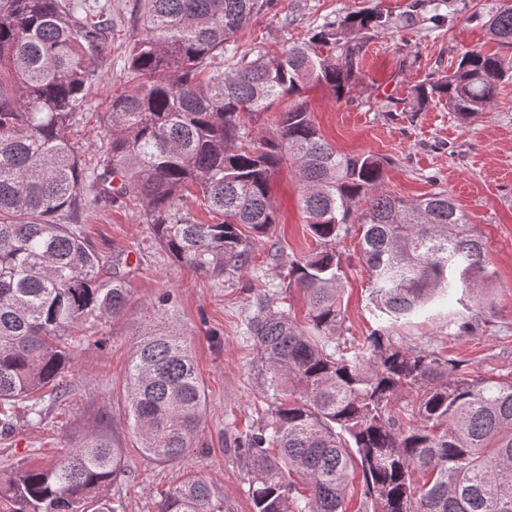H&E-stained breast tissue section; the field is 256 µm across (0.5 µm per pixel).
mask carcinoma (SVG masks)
<instances>
[{
    "mask_svg": "<svg viewBox=\"0 0 512 512\" xmlns=\"http://www.w3.org/2000/svg\"><path fill=\"white\" fill-rule=\"evenodd\" d=\"M274 0H138L142 32L127 57L132 87L112 98L105 135L86 161L71 138L95 76L92 58L112 20L81 0H0V434L12 408L41 415L71 361L65 336L100 314L124 316L123 260L99 280L104 258L73 224L116 203L143 208L156 243L177 263L234 279L278 224L271 180L284 165L298 180L316 250L288 262L286 288L302 292L299 320L285 297L256 299L247 332L269 402L257 426L231 441L253 512H345L361 472L364 512H512V373L469 380L459 366L393 343L398 323L478 293L493 276L470 219L445 191L406 199L378 191L387 159L347 155L316 128L302 93L323 86L340 100L358 79L369 39L393 27L376 10L327 22L306 43L262 46L229 70L214 61ZM448 0H414L442 18ZM495 53L465 51L454 70L415 86L412 112L442 104L478 118L512 79V4L486 23ZM288 109L259 138L249 124L277 102ZM192 196L217 221L201 224ZM361 226L370 301L386 318L364 343L345 337L343 270L336 242ZM127 422L158 463L184 456L206 397L176 325L133 347ZM419 395L404 418L393 409ZM427 480L418 483L414 473ZM125 475L122 451L98 433L56 460L0 478V512H120L107 497ZM157 512H223L196 479L166 491Z\"/></svg>",
    "mask_w": 512,
    "mask_h": 512,
    "instance_id": "1",
    "label": "carcinoma"
}]
</instances>
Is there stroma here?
I'll list each match as a JSON object with an SVG mask.
<instances>
[{"label":"stroma","instance_id":"obj_1","mask_svg":"<svg viewBox=\"0 0 512 512\" xmlns=\"http://www.w3.org/2000/svg\"><path fill=\"white\" fill-rule=\"evenodd\" d=\"M112 17V37L93 61L95 77L88 89L83 118L73 139L83 156L96 153L105 131L102 114L113 97L131 86L127 56L135 35L137 0H86ZM412 0H275L274 6L241 29L218 63L233 59L263 41L301 42L327 21L347 12L377 8L407 11ZM500 0H454L442 27L418 14L407 27L372 37L366 44L360 75L350 94L336 99L322 87L304 91L315 125L342 152L387 158L384 193L418 199L448 191L469 216L471 229L485 244L494 277L486 291L491 308L468 302L470 331L447 330L444 320L413 318L393 335L395 344L433 351L457 362L472 379L512 371V79L501 83L493 106L476 121L461 122L446 107L403 111L415 85L449 71L460 52L494 42L483 26ZM280 222L273 239L284 259L316 249L299 205V192L288 170L272 182ZM77 229L105 258L125 261L128 288L125 316H98L74 328L72 363L63 380L64 400L45 398L41 416L16 410V428L0 435V474L28 462L31 455L50 460L74 446L91 430L107 433L121 448L126 473L109 491L124 512H156L162 491L189 477L210 482L224 512H252L248 484L227 445L234 434L257 425L265 407L262 377L254 363L246 320L263 291L277 290L282 269L258 244L237 283L190 271L154 242L140 207L115 204L84 212ZM359 230L336 243L343 267V307L349 335L364 339L379 321L370 302L368 275L359 254ZM175 296L171 317L186 330L187 341L206 391V409L192 448L174 461L149 459L130 430L127 368L133 345L145 329H162L155 307L164 292Z\"/></svg>","mask_w":512,"mask_h":512}]
</instances>
